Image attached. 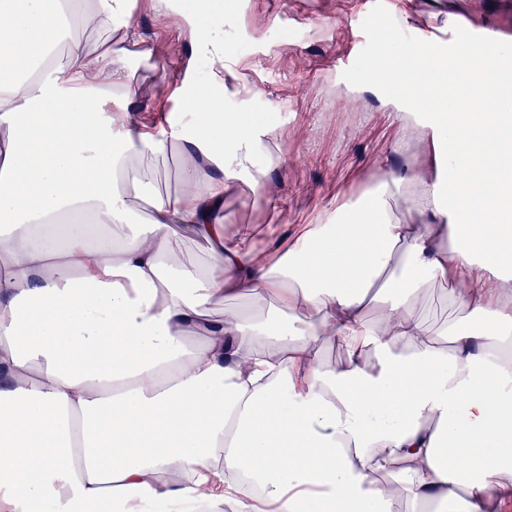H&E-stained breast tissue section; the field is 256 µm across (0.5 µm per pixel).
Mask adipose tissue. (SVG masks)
Returning <instances> with one entry per match:
<instances>
[{"mask_svg": "<svg viewBox=\"0 0 512 512\" xmlns=\"http://www.w3.org/2000/svg\"><path fill=\"white\" fill-rule=\"evenodd\" d=\"M136 2L0 0V512L512 500V70L472 54L468 96L447 108L418 50L388 83L415 104L399 118L426 129L430 174H391L268 261L224 229L227 192L268 196L258 154L278 139L227 123L223 29L187 18L183 113L160 132L125 110L140 94L129 47L150 56L147 38L127 28L90 52L70 31ZM174 149L181 192L145 199L129 171ZM398 194L418 223L393 218ZM145 207L120 242H91ZM435 283L463 320L427 323ZM239 294L276 311L226 306Z\"/></svg>", "mask_w": 512, "mask_h": 512, "instance_id": "ef3b65f1", "label": "adipose tissue"}]
</instances>
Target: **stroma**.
I'll list each match as a JSON object with an SVG mask.
<instances>
[{
	"mask_svg": "<svg viewBox=\"0 0 512 512\" xmlns=\"http://www.w3.org/2000/svg\"><path fill=\"white\" fill-rule=\"evenodd\" d=\"M177 0L157 11L139 0L130 24L155 47L133 62L141 93L128 106L136 117L178 113L175 90L189 49L184 18L210 23L215 0ZM224 12V68L243 86L228 96L229 118L249 116L276 127L281 160L267 174L272 201L245 192L224 200L229 237L248 229L247 248L278 255L307 224H330L336 210L388 174L430 166V147L417 127L401 126L385 101L368 92L416 47L449 54L463 70L478 37L484 52L512 49V0H400L370 27L356 21L361 0H235ZM455 33L453 42L442 35ZM247 45L248 54L237 51Z\"/></svg>",
	"mask_w": 512,
	"mask_h": 512,
	"instance_id": "1",
	"label": "stroma"
}]
</instances>
